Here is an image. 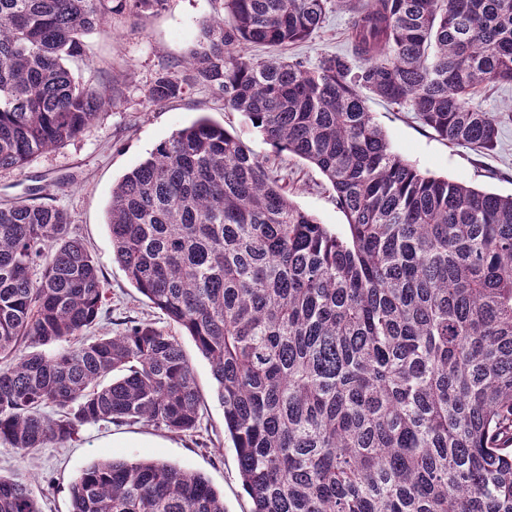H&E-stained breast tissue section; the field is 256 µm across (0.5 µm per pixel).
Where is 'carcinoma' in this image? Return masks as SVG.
<instances>
[{
  "mask_svg": "<svg viewBox=\"0 0 512 512\" xmlns=\"http://www.w3.org/2000/svg\"><path fill=\"white\" fill-rule=\"evenodd\" d=\"M162 2L0 0L1 170L112 108V88L68 62L112 15ZM335 6L349 54L308 68L239 50L306 40ZM187 70L159 75L148 102L188 85L224 97L326 176L348 234L202 117L123 175L107 209L116 262L166 325L88 337L106 283L67 214L0 204V442L25 460L99 422L196 432L173 326L210 365L250 512H512V196L421 173L364 98L494 151L512 109L472 101L512 83V0H224ZM70 497L71 512H224L203 475L152 458L94 462ZM0 512H41L30 472L0 476Z\"/></svg>",
  "mask_w": 512,
  "mask_h": 512,
  "instance_id": "cac0c4a2",
  "label": "carcinoma"
}]
</instances>
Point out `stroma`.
<instances>
[{"instance_id":"1","label":"stroma","mask_w":512,"mask_h":512,"mask_svg":"<svg viewBox=\"0 0 512 512\" xmlns=\"http://www.w3.org/2000/svg\"><path fill=\"white\" fill-rule=\"evenodd\" d=\"M224 12V0H164L137 15H116L104 32L86 36L87 57L71 68L83 83L111 87L112 107L75 140L34 157L23 169L0 170V203L41 202L51 195L67 212L72 234L88 245L108 283L96 334H114L128 319L162 321V314L128 281L114 260L106 210L112 187L156 146L198 117H209L239 136L281 178L289 197L320 223L343 236L344 214L326 177L312 164L277 151L243 114L222 98L196 87L182 98L149 104L147 92L158 73L181 78L183 60L195 48L202 26ZM349 14L332 9L308 40L281 48L287 58L315 66L326 54L345 53ZM368 107L392 149L422 173L458 180L502 196L512 195V123L503 126L497 149L481 153L453 145L422 128L413 112L376 99ZM201 396L197 433L174 434L146 424L100 422L83 427L77 441L39 449L31 464L42 512H70V484L93 462L153 457L203 474L224 496L225 512H249L235 452L224 438V410L215 396L210 366L189 336H181Z\"/></svg>"}]
</instances>
